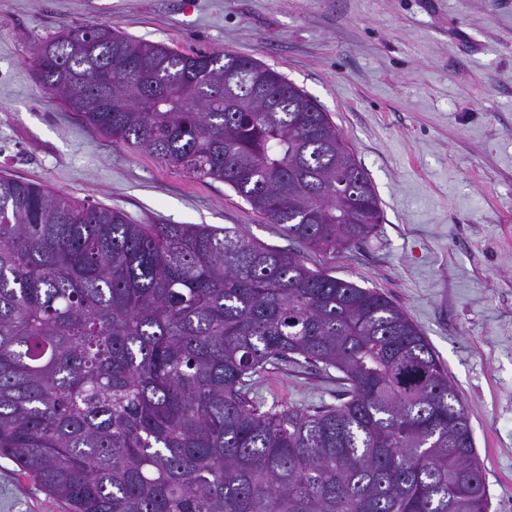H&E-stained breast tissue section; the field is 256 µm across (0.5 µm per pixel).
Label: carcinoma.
<instances>
[{"mask_svg": "<svg viewBox=\"0 0 512 512\" xmlns=\"http://www.w3.org/2000/svg\"><path fill=\"white\" fill-rule=\"evenodd\" d=\"M33 60L87 127L224 182L288 239L334 252L376 233L368 173L277 70L106 24ZM301 360L339 372L346 400L249 397L253 376ZM0 457L69 512L488 509L467 409L385 294L232 227L136 224L5 175Z\"/></svg>", "mask_w": 512, "mask_h": 512, "instance_id": "1", "label": "carcinoma"}]
</instances>
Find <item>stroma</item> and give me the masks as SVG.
<instances>
[{"label":"stroma","mask_w":512,"mask_h":512,"mask_svg":"<svg viewBox=\"0 0 512 512\" xmlns=\"http://www.w3.org/2000/svg\"><path fill=\"white\" fill-rule=\"evenodd\" d=\"M99 23L255 59L328 112L382 220L367 242L303 259L385 293L422 329L468 410L489 512H512V0H0V175L139 224L234 227L294 251L224 182L104 137L41 86L35 44ZM336 377L288 364L249 394L268 409L330 406ZM0 512L67 508L0 457Z\"/></svg>","instance_id":"35a3bbf8"}]
</instances>
